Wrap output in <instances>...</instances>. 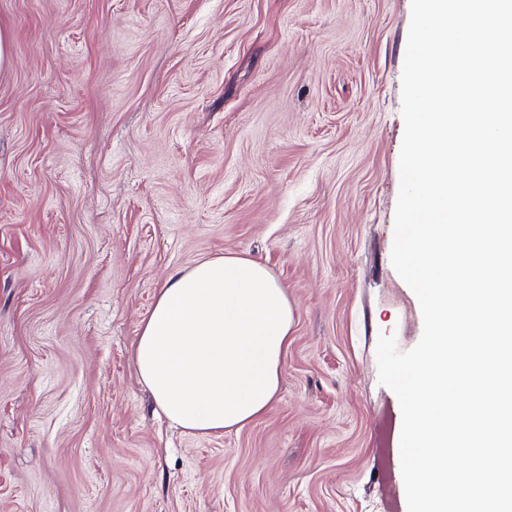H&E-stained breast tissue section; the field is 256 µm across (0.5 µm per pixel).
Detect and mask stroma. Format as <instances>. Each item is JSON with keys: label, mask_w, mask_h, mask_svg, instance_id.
Returning <instances> with one entry per match:
<instances>
[{"label": "stroma", "mask_w": 512, "mask_h": 512, "mask_svg": "<svg viewBox=\"0 0 512 512\" xmlns=\"http://www.w3.org/2000/svg\"><path fill=\"white\" fill-rule=\"evenodd\" d=\"M411 0H0V512H407L376 345ZM234 253L288 291L268 408L169 426L132 347L165 280Z\"/></svg>", "instance_id": "stroma-1"}]
</instances>
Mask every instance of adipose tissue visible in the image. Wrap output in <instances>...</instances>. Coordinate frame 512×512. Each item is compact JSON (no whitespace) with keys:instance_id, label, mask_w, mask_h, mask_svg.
Here are the masks:
<instances>
[{"instance_id":"obj_1","label":"adipose tissue","mask_w":512,"mask_h":512,"mask_svg":"<svg viewBox=\"0 0 512 512\" xmlns=\"http://www.w3.org/2000/svg\"><path fill=\"white\" fill-rule=\"evenodd\" d=\"M293 323L285 288L261 263L203 259L160 289L134 344L137 375L173 426L220 436L270 405Z\"/></svg>"}]
</instances>
